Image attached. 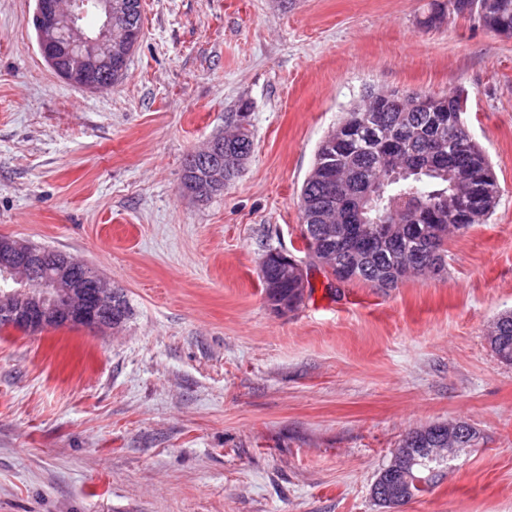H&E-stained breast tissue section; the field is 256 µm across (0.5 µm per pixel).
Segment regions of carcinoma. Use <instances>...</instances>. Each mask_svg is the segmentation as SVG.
Listing matches in <instances>:
<instances>
[{
	"label": "carcinoma",
	"instance_id": "carcinoma-1",
	"mask_svg": "<svg viewBox=\"0 0 512 512\" xmlns=\"http://www.w3.org/2000/svg\"><path fill=\"white\" fill-rule=\"evenodd\" d=\"M115 18V26L142 30L141 0ZM467 16L499 34L512 36V0H440L429 21L445 15ZM423 107L407 111L392 104L372 118L378 137L365 142L357 131L360 112H349L340 122L345 127L330 156L321 142L312 171L304 180L299 202L306 205L303 238L310 264L322 267L339 284L362 281L375 288H395L405 278L428 266H447L448 227L459 233L483 223L493 211L500 187L481 147L461 125L467 111V95L422 92ZM238 124L237 138L224 143V184L239 174L236 155L252 151L250 108L241 105L225 115ZM347 169L352 175L341 205L343 224L358 228L351 242L334 224H321L318 211L332 202L328 193L331 170ZM207 177V166L196 154L184 163L182 185L187 191ZM285 256L268 251L262 258L261 278L282 282L283 288L266 298L274 307L286 303L288 311L303 302L296 288L294 265ZM131 309L122 290L112 297V328H123ZM487 336L492 351L512 364V312L500 315ZM459 433L460 448L478 440L477 431L464 421L433 424L409 431L397 448L404 466L396 474L383 468L372 488L376 502L387 508L404 504L437 477L436 466L444 461L431 455L432 448L448 447V429Z\"/></svg>",
	"mask_w": 512,
	"mask_h": 512
}]
</instances>
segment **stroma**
Instances as JSON below:
<instances>
[{
    "label": "stroma",
    "instance_id": "stroma-1",
    "mask_svg": "<svg viewBox=\"0 0 512 512\" xmlns=\"http://www.w3.org/2000/svg\"><path fill=\"white\" fill-rule=\"evenodd\" d=\"M35 0H0V236L67 253L123 289L119 331L0 330V512H512V37L433 0H141L121 82L42 57ZM468 92L463 121L500 195L448 239L439 276L313 287L274 310L271 249L306 261L298 197L319 142L366 92ZM251 109L224 191L186 156ZM473 447L386 510L379 472L415 428ZM207 177V166L196 153L190 154L184 163L182 185L187 191L194 190V193L200 198L204 197L208 191L207 186H198L194 189L195 185L202 182ZM490 328L493 334H487L492 351L503 362L512 364V312L501 314Z\"/></svg>",
    "mask_w": 512,
    "mask_h": 512
}]
</instances>
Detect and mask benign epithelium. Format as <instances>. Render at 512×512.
<instances>
[{
    "instance_id": "7a95c632",
    "label": "benign epithelium",
    "mask_w": 512,
    "mask_h": 512,
    "mask_svg": "<svg viewBox=\"0 0 512 512\" xmlns=\"http://www.w3.org/2000/svg\"><path fill=\"white\" fill-rule=\"evenodd\" d=\"M89 0H36L37 44L43 58L61 76L90 90L91 76L120 70L133 38L112 31V18L126 10L125 0H95L101 16L95 30L83 19ZM54 273L46 261L10 239L0 240V317L21 331H39L61 323L66 327L112 328V284L105 278L73 275V263L60 255Z\"/></svg>"
}]
</instances>
